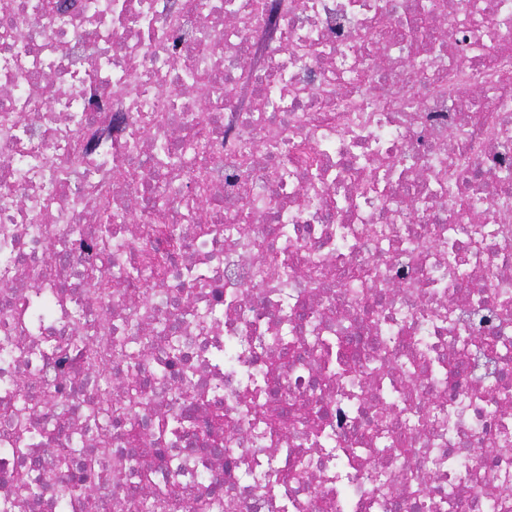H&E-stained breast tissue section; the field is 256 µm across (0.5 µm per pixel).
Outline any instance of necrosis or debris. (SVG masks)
I'll use <instances>...</instances> for the list:
<instances>
[{"label":"necrosis or debris","instance_id":"obj_1","mask_svg":"<svg viewBox=\"0 0 512 512\" xmlns=\"http://www.w3.org/2000/svg\"><path fill=\"white\" fill-rule=\"evenodd\" d=\"M506 69L512 0H0V512H512Z\"/></svg>","mask_w":512,"mask_h":512}]
</instances>
